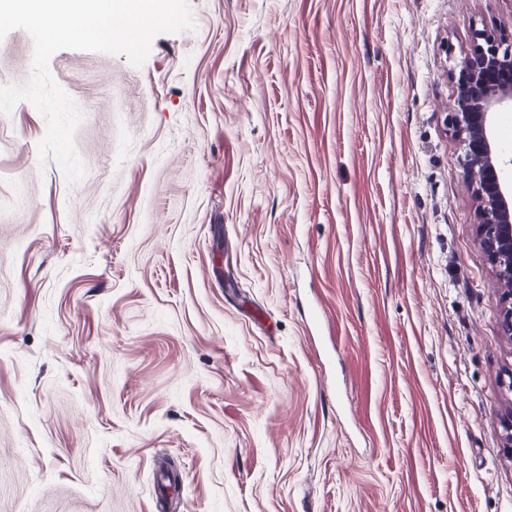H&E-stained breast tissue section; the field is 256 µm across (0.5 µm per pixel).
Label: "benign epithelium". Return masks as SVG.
<instances>
[{
  "instance_id": "7a95c632",
  "label": "benign epithelium",
  "mask_w": 512,
  "mask_h": 512,
  "mask_svg": "<svg viewBox=\"0 0 512 512\" xmlns=\"http://www.w3.org/2000/svg\"><path fill=\"white\" fill-rule=\"evenodd\" d=\"M455 74V94L449 104L453 123L465 146L464 166L482 202L480 232L504 288L502 330L512 338V196L505 192L490 159L488 117L512 104V38L485 32Z\"/></svg>"
}]
</instances>
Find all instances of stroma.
I'll list each match as a JSON object with an SVG mask.
<instances>
[{
	"instance_id": "1",
	"label": "stroma",
	"mask_w": 512,
	"mask_h": 512,
	"mask_svg": "<svg viewBox=\"0 0 512 512\" xmlns=\"http://www.w3.org/2000/svg\"><path fill=\"white\" fill-rule=\"evenodd\" d=\"M189 5L142 67L52 55L76 184L33 104L0 114V512H512V339L448 111L512 0ZM33 51L0 39V86Z\"/></svg>"
}]
</instances>
